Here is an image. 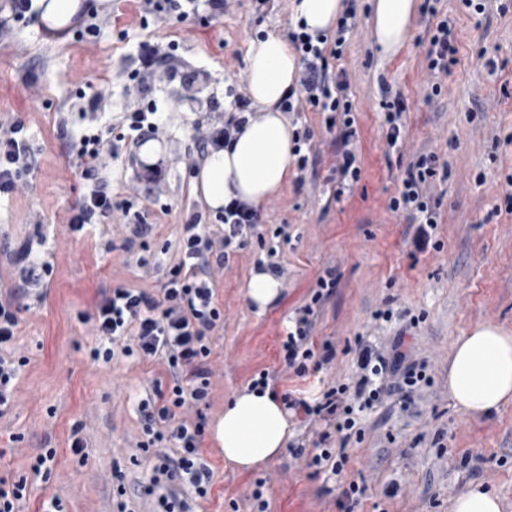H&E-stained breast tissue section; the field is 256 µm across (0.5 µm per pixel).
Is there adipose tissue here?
Returning a JSON list of instances; mask_svg holds the SVG:
<instances>
[{"label":"adipose tissue","instance_id":"adipose-tissue-1","mask_svg":"<svg viewBox=\"0 0 512 512\" xmlns=\"http://www.w3.org/2000/svg\"><path fill=\"white\" fill-rule=\"evenodd\" d=\"M342 0H292L295 25L311 35L331 32ZM418 0H373L372 39L386 59L408 45L417 20ZM300 60L276 32L250 39L244 78L257 111L232 147H213L195 178L194 190L212 212L238 199L258 207L288 182L295 150V127L280 104L297 86ZM448 397L472 417L493 414L512 402V333L484 325L453 344ZM295 436L285 406L271 388L232 395L214 428L226 463L243 470L281 457Z\"/></svg>","mask_w":512,"mask_h":512}]
</instances>
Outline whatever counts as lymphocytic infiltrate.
Wrapping results in <instances>:
<instances>
[{"instance_id":"obj_1","label":"lymphocytic infiltrate","mask_w":512,"mask_h":512,"mask_svg":"<svg viewBox=\"0 0 512 512\" xmlns=\"http://www.w3.org/2000/svg\"><path fill=\"white\" fill-rule=\"evenodd\" d=\"M343 5L335 38L324 34L290 33L289 40L301 60L302 98L296 101L285 97L281 108L291 112L296 103L302 102L324 113L327 129L338 132L337 162L330 178L344 186L359 180L361 168L352 148L356 131L349 76L346 70L335 69L329 63L330 58L339 57L340 46L358 26L355 0H343ZM429 13L436 24L428 40L426 60L429 71L437 78L448 74L456 64L458 49L452 21L440 15L437 8H430ZM17 132L14 125L0 127V157L5 160L0 166L1 193L13 191L30 169L25 150L16 138ZM104 153L105 141L100 133L89 131L81 136L77 156L85 166L84 176L92 179L94 185L76 206L71 225L89 223L93 216L112 209L107 185L96 177L103 166ZM447 169V163L441 162L436 153L418 155L402 173L399 191L390 200L391 210L418 214L419 222L411 239L416 251H427L432 245L439 202L432 198L430 189ZM261 221L259 209L237 199L224 208L221 238H213L199 218H191L178 240L180 260L165 273L159 294H151L143 288L118 287L104 295L97 306L94 327L109 344L91 351L93 361L108 364L119 354L157 357L166 362L173 380L169 397L146 398L140 403L146 436L141 447L145 450L155 445L161 448L151 465L149 483L143 488L145 495L153 497L155 512H191L185 490H193L200 499L206 498L211 490L213 471L200 452L204 423L181 417L178 410L204 403L210 394L207 369V359L212 352L210 336L224 323V314L216 302L213 271L228 263L231 252L245 246L248 232ZM7 258L24 270L19 292L41 295L53 273L52 265L34 260L32 248L26 241L10 250ZM317 286L310 304L299 309L282 344L284 361L300 376L306 374L309 362L317 360L324 364L332 361L336 354L332 342H323L318 347L312 340L314 307L325 293L333 291L336 279L333 274H326L319 277ZM18 325L11 301L0 300V413L9 407L14 383L26 364L25 359L14 358L8 351ZM403 344L404 338L399 335L393 339L387 353L361 348L358 366L362 375L355 385L329 387L313 402L296 396L291 390L284 393L283 401L289 410L326 426L318 441L319 452L309 457L304 446L295 445L291 448L293 457H308L310 466L319 470L341 472L346 461L344 447L350 443L356 425L355 405L370 406L385 395H396L401 401H408L412 388L424 378V364L412 359ZM380 375L388 378V385L370 387L371 377ZM335 432L339 433L341 443L337 449L330 446L331 435Z\"/></svg>"}]
</instances>
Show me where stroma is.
<instances>
[{
	"label": "stroma",
	"mask_w": 512,
	"mask_h": 512,
	"mask_svg": "<svg viewBox=\"0 0 512 512\" xmlns=\"http://www.w3.org/2000/svg\"><path fill=\"white\" fill-rule=\"evenodd\" d=\"M82 2L80 17L62 31L34 19L0 39V124L19 125L17 138L35 164L13 192L0 193V290L20 279L6 255L22 241L53 266L43 297L13 299L19 326L9 349L28 363L0 415V479L26 480L24 512H42L55 496L63 512H116L120 481L134 512H151V497L140 492L152 454L139 446L138 404L154 383L170 388L171 377L158 358L94 363L90 352L102 338L92 317L102 291L158 293L192 216L222 237L223 223L193 190L202 161L194 136L222 125L233 109L229 90L244 83L249 39L291 30L292 0L269 10L257 0H227L218 14L208 0H196L188 20L146 26L143 0ZM499 3L478 15L462 0H440L439 9L456 20L459 52L434 98L421 45L428 16L419 17L407 48L389 61L372 43L371 0H357L359 26L336 65L350 78L361 177L335 196V148L323 115L311 108L293 114L313 133L316 165L306 170L303 189L286 185L262 205V224L216 274L224 325L212 337L209 404L188 411L205 417L202 457L214 478L194 512H247L259 478L267 481L270 512H450L452 500L477 484L512 512V404L474 418L448 397L452 343L482 324L512 331V0ZM145 44L171 53L178 78L158 73L138 86L130 81ZM385 86L401 92L407 106L404 137L394 148L379 106ZM139 98L156 101L161 112L156 184L143 182L142 143L123 120ZM90 129L114 146L101 175L113 201H129L131 212L95 216L74 233L70 212L92 187L74 144ZM429 151L447 159L448 176L432 188L441 213L437 246L416 252L406 242L410 216L388 204L406 166ZM139 213L155 226L144 268L124 248L126 227ZM273 262L285 271L284 291L260 311L246 284L253 269ZM329 268L338 284L316 305L312 336L318 346L331 341L336 355L300 378L286 367L281 344ZM400 333L406 351L426 361V377L408 410L391 398L357 414L363 440L350 442L340 474L315 471L287 453L247 471L225 463L211 428L225 401L260 371L269 372L278 393L299 389L313 401L327 387L357 379L359 344L383 352ZM76 435L85 444L79 454L70 449ZM46 448L56 456L48 473L35 474V458ZM354 482L365 488L355 505L344 495Z\"/></svg>",
	"instance_id": "35a3bbf8"
}]
</instances>
